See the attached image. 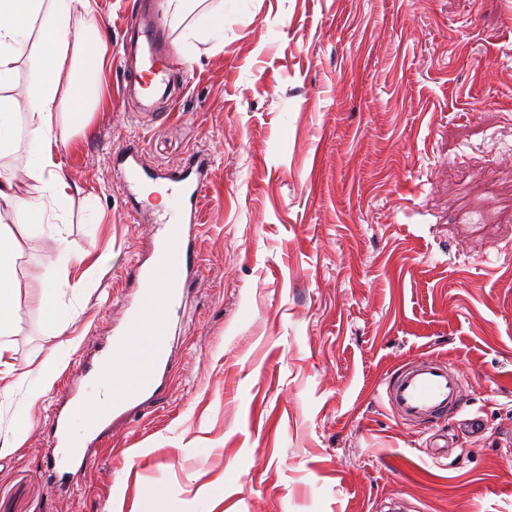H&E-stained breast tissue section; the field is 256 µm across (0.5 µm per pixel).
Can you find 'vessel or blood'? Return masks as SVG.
<instances>
[{
  "label": "vessel or blood",
  "instance_id": "obj_1",
  "mask_svg": "<svg viewBox=\"0 0 512 512\" xmlns=\"http://www.w3.org/2000/svg\"><path fill=\"white\" fill-rule=\"evenodd\" d=\"M129 32L145 39L148 72L122 67V84L132 91L142 78L162 82L169 51L168 37L149 16L138 13L128 20ZM112 163L120 175L119 189H132L162 183L168 195L167 206L157 214L162 235L149 264L137 278V300L128 311L124 325L112 336V349L102 354L93 375L111 373L112 397L98 408H90L84 395L72 393L60 424L56 450L46 466L62 483H76L92 464L90 439L114 414L136 407L138 401L157 391L158 368L167 358L170 317L180 301L182 283L190 273L194 249L187 235L200 223L202 202L211 182L212 169L207 156L172 169L147 166L138 149L113 154ZM125 357L128 371L110 372L111 359ZM459 379L447 363L439 360H412L403 364L380 383L379 399L400 420L421 424L454 409ZM80 421L82 432H73L71 421Z\"/></svg>",
  "mask_w": 512,
  "mask_h": 512
}]
</instances>
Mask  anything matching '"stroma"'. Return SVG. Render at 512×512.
Instances as JSON below:
<instances>
[{
	"label": "stroma",
	"instance_id": "1",
	"mask_svg": "<svg viewBox=\"0 0 512 512\" xmlns=\"http://www.w3.org/2000/svg\"><path fill=\"white\" fill-rule=\"evenodd\" d=\"M138 0H91L109 30L111 105L71 138L66 212L39 200L15 273L27 290L0 400V512H512V0H224V43L168 30L173 87L122 96ZM166 169L197 153L212 179L196 274L171 325L158 400L113 418L77 489L45 456L83 363L135 299L157 240L151 203L117 187L112 153ZM111 249L57 291L66 345L38 308L55 239ZM447 362L488 428L407 425L380 379ZM47 365L51 388L28 402ZM446 446L433 463L427 439Z\"/></svg>",
	"mask_w": 512,
	"mask_h": 512
}]
</instances>
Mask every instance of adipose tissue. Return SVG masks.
<instances>
[{"label":"adipose tissue","instance_id":"1","mask_svg":"<svg viewBox=\"0 0 512 512\" xmlns=\"http://www.w3.org/2000/svg\"><path fill=\"white\" fill-rule=\"evenodd\" d=\"M165 19L170 26L187 25L189 37L224 41V26L215 16L219 6H204L203 0H166ZM90 10V0H0V156L16 145L14 117L22 113L35 135L33 156L22 174L0 172V203L16 215L14 223L0 224V396L8 397L7 379L13 372V335L19 318L23 288L14 269L23 251L28 230L42 223L43 212L33 197L51 195L56 207L70 197L58 159L63 144L56 128L59 117H67L72 135L90 131L92 112L106 106L104 96L110 34L96 27L85 31L72 27L73 14ZM26 64L31 82L24 99L13 96L19 64ZM24 178L27 196L16 192L17 178ZM59 269L57 288L71 287L73 265L102 268L111 252L77 251L65 238H57Z\"/></svg>","mask_w":512,"mask_h":512}]
</instances>
